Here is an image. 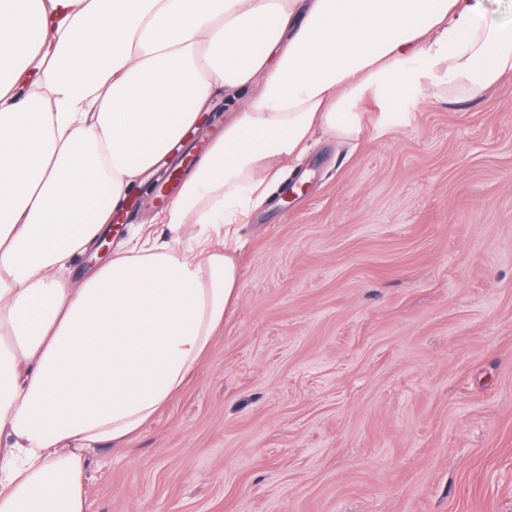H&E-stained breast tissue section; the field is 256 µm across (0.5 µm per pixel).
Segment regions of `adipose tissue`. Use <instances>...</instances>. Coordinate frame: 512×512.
Instances as JSON below:
<instances>
[{
	"mask_svg": "<svg viewBox=\"0 0 512 512\" xmlns=\"http://www.w3.org/2000/svg\"><path fill=\"white\" fill-rule=\"evenodd\" d=\"M512 72L485 0H0V512H88L87 455L180 392L236 298L239 226L357 102L482 95ZM234 109L158 215L69 264L198 127ZM200 228L191 239L185 224Z\"/></svg>",
	"mask_w": 512,
	"mask_h": 512,
	"instance_id": "ef3b65f1",
	"label": "adipose tissue"
}]
</instances>
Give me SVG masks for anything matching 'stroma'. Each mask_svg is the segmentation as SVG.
Returning <instances> with one entry per match:
<instances>
[{
	"label": "stroma",
	"mask_w": 512,
	"mask_h": 512,
	"mask_svg": "<svg viewBox=\"0 0 512 512\" xmlns=\"http://www.w3.org/2000/svg\"><path fill=\"white\" fill-rule=\"evenodd\" d=\"M316 137L240 228L238 301L185 389L89 458L90 512H512V76ZM133 195L165 240L158 183Z\"/></svg>",
	"instance_id": "obj_1"
}]
</instances>
